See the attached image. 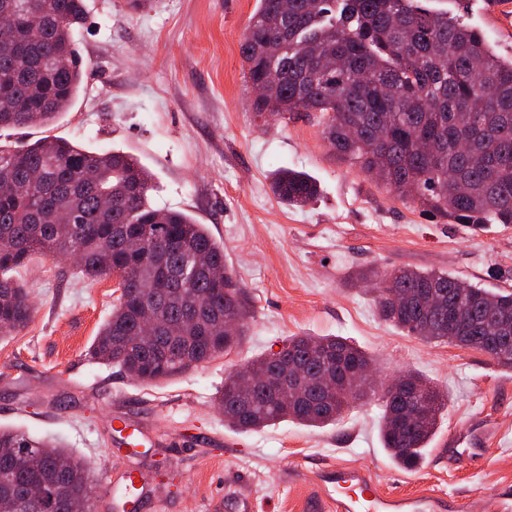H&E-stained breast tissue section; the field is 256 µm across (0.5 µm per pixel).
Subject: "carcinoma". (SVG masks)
<instances>
[{
  "label": "carcinoma",
  "instance_id": "1",
  "mask_svg": "<svg viewBox=\"0 0 512 512\" xmlns=\"http://www.w3.org/2000/svg\"><path fill=\"white\" fill-rule=\"evenodd\" d=\"M240 40L245 82L263 86L261 116L317 112L336 156L416 202L434 219L512 224V51L499 54L484 31L419 0H257ZM85 0H0V128L47 126L75 102L84 69L74 31ZM336 69L321 73V60ZM386 128L387 163L373 148ZM458 142L469 152L454 151ZM23 185L0 194V334L26 327L28 293L8 273L33 253L74 257L90 280L114 271L110 317L88 349L151 384L238 348L250 310L224 261V245L204 224L148 200L151 174L132 156L95 151L46 135L0 144V175ZM271 189L290 206L319 194L304 171L279 168ZM381 321L425 342L489 353L487 326L512 314V291H490L440 269L362 272ZM160 314L153 338L139 341L144 293ZM236 330L224 333V322ZM259 375L250 391L228 376L218 398L224 422L249 432L281 421L323 428L360 399L352 370L376 366L340 336H290L282 349L250 359ZM378 400L379 438L391 459L413 469L437 432L447 396L416 372ZM15 448L29 452L11 454ZM54 493L53 512H84L92 487L87 465L52 439L0 429V512H48L30 495Z\"/></svg>",
  "mask_w": 512,
  "mask_h": 512
}]
</instances>
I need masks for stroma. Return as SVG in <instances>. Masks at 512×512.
I'll return each mask as SVG.
<instances>
[{"mask_svg": "<svg viewBox=\"0 0 512 512\" xmlns=\"http://www.w3.org/2000/svg\"><path fill=\"white\" fill-rule=\"evenodd\" d=\"M463 14L501 48L512 31L486 0H426ZM76 32L86 67L81 93L53 135L112 147L154 175L158 208L181 210L223 243L251 311L242 345L170 379L145 385L86 351L112 312L115 283L83 278L75 264L39 253L13 271L34 312L0 335V427L54 437L85 459L93 512H123L124 478L144 474L133 512H311L320 472L369 471L387 491H433L490 512L512 485V370L484 353L425 343L386 325L371 290L350 276L375 268H433L489 289H512V227L475 232L430 218L419 206L340 161L317 113L265 122L242 74L240 39L256 0H87ZM310 174L316 200L297 208L271 190L278 168ZM296 334L342 336L375 358L378 379L416 371L448 396L418 467L396 466L382 447L376 400L336 424L282 422L242 433L216 399L230 372L278 351ZM124 418L145 439L120 445ZM483 436L484 452L459 457L457 438Z\"/></svg>", "mask_w": 512, "mask_h": 512, "instance_id": "obj_1", "label": "stroma"}]
</instances>
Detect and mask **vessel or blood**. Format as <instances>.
<instances>
[{
  "mask_svg": "<svg viewBox=\"0 0 512 512\" xmlns=\"http://www.w3.org/2000/svg\"><path fill=\"white\" fill-rule=\"evenodd\" d=\"M317 493L318 512H463L458 501L434 492H386L369 473L345 465L323 469Z\"/></svg>",
  "mask_w": 512,
  "mask_h": 512,
  "instance_id": "vessel-or-blood-1",
  "label": "vessel or blood"
}]
</instances>
